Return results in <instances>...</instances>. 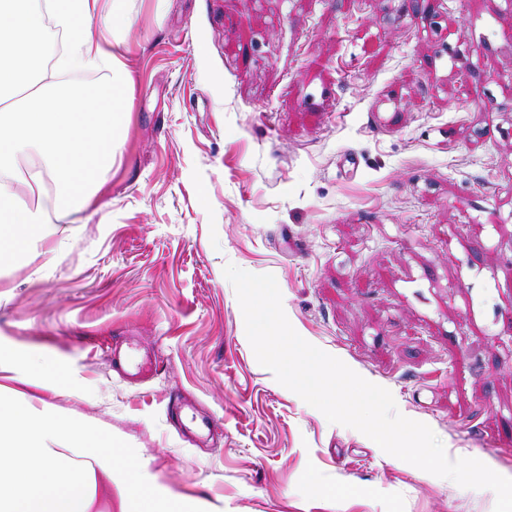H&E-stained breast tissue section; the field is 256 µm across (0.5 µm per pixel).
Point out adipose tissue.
I'll use <instances>...</instances> for the list:
<instances>
[{
  "instance_id": "1",
  "label": "adipose tissue",
  "mask_w": 512,
  "mask_h": 512,
  "mask_svg": "<svg viewBox=\"0 0 512 512\" xmlns=\"http://www.w3.org/2000/svg\"><path fill=\"white\" fill-rule=\"evenodd\" d=\"M0 0V267L38 243L60 235L72 206L88 205L89 186L111 167L113 132L128 104L129 76L111 40L95 37L91 23L105 15L109 31L124 22L123 0ZM61 31L68 48L55 63L61 71H99L101 86L52 89L33 78L32 59L47 29ZM23 158L36 160L40 175L57 184L54 199L27 200ZM28 385L76 392L75 376L55 363L30 359ZM16 448L0 459V512H95L97 502L120 494L123 512H200L195 502L156 486L146 466L129 469L127 451L112 437H97L51 417L33 399L0 384V442Z\"/></svg>"
}]
</instances>
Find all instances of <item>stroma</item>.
Here are the masks:
<instances>
[{"label": "stroma", "instance_id": "35a3bbf8", "mask_svg": "<svg viewBox=\"0 0 512 512\" xmlns=\"http://www.w3.org/2000/svg\"><path fill=\"white\" fill-rule=\"evenodd\" d=\"M111 169L0 269V352L54 415L220 512H493L261 366L226 264L449 458L512 473V0H124ZM40 275H33V268ZM152 359L117 373L112 352ZM23 382L43 390L70 393L76 392L79 388L78 379L75 376H61L55 363L40 355L31 357L30 372Z\"/></svg>", "mask_w": 512, "mask_h": 512}]
</instances>
